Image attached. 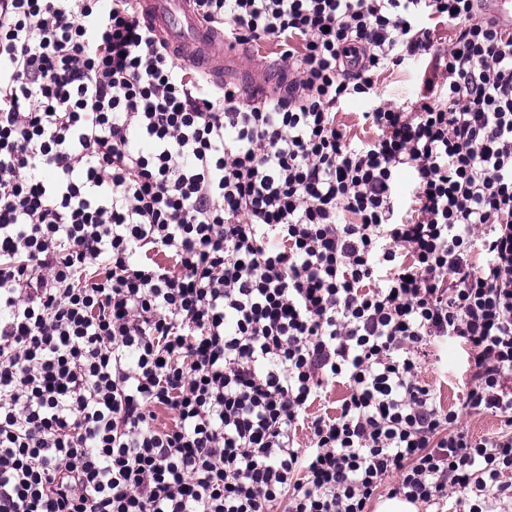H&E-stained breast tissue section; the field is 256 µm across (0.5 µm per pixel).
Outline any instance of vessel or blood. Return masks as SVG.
I'll return each instance as SVG.
<instances>
[{"instance_id":"b4317fda","label":"vessel or blood","mask_w":512,"mask_h":512,"mask_svg":"<svg viewBox=\"0 0 512 512\" xmlns=\"http://www.w3.org/2000/svg\"><path fill=\"white\" fill-rule=\"evenodd\" d=\"M135 5L171 52L200 61L215 83L234 82L255 100L275 87L274 72L252 74L239 69L241 45L223 44L221 35L192 8L191 0H135ZM480 8L498 26L512 28V0H482Z\"/></svg>"}]
</instances>
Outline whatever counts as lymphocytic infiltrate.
Returning a JSON list of instances; mask_svg holds the SVG:
<instances>
[{
  "instance_id": "obj_1",
  "label": "lymphocytic infiltrate",
  "mask_w": 512,
  "mask_h": 512,
  "mask_svg": "<svg viewBox=\"0 0 512 512\" xmlns=\"http://www.w3.org/2000/svg\"><path fill=\"white\" fill-rule=\"evenodd\" d=\"M194 5L274 43L286 93L178 65L134 0H0V512H368L388 479L491 512L512 33L477 0ZM411 65L422 92L381 101ZM356 98L367 142L336 123ZM438 341L467 354L458 410L418 379ZM338 382L336 416L308 417ZM467 412L504 427L474 437ZM377 86L381 99L399 104L409 102L420 91L419 68L406 67L385 72L379 77Z\"/></svg>"
}]
</instances>
